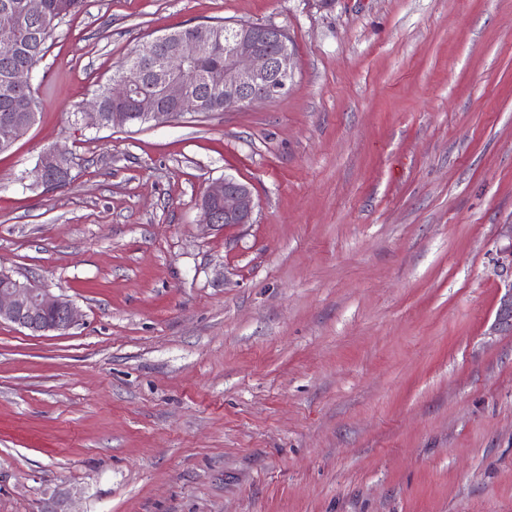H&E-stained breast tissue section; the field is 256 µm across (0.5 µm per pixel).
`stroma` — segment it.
Returning <instances> with one entry per match:
<instances>
[{
    "instance_id": "obj_1",
    "label": "stroma",
    "mask_w": 512,
    "mask_h": 512,
    "mask_svg": "<svg viewBox=\"0 0 512 512\" xmlns=\"http://www.w3.org/2000/svg\"><path fill=\"white\" fill-rule=\"evenodd\" d=\"M221 19L286 30L287 94L82 120L132 50ZM48 45L0 269L80 315L0 324V512H512V0H84ZM225 176L253 221L213 231ZM71 158L68 153L58 148L44 150L37 162L35 173L41 184L52 186L55 184L57 173H69L71 171ZM505 227L507 231L504 237L508 243L499 246L496 259L503 285L500 287L496 318L491 329L501 328L512 332V224Z\"/></svg>"
}]
</instances>
